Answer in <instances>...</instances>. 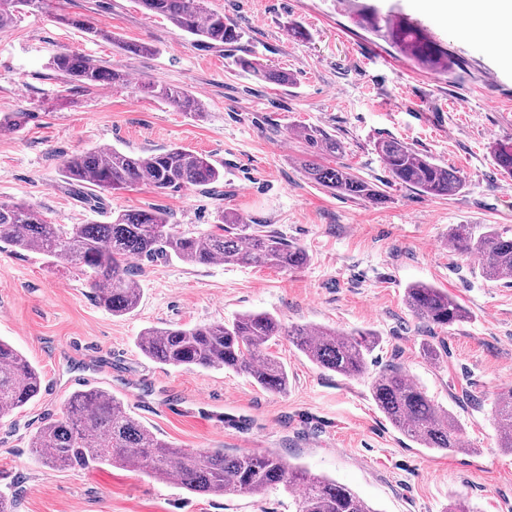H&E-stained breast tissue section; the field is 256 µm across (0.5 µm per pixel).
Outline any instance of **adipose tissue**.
Masks as SVG:
<instances>
[{"label": "adipose tissue", "instance_id": "adipose-tissue-1", "mask_svg": "<svg viewBox=\"0 0 512 512\" xmlns=\"http://www.w3.org/2000/svg\"><path fill=\"white\" fill-rule=\"evenodd\" d=\"M443 17L466 40L480 36L489 19L496 21L501 38L512 37V0H448Z\"/></svg>", "mask_w": 512, "mask_h": 512}]
</instances>
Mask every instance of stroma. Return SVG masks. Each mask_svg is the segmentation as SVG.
I'll return each mask as SVG.
<instances>
[{
    "label": "stroma",
    "mask_w": 512,
    "mask_h": 512,
    "mask_svg": "<svg viewBox=\"0 0 512 512\" xmlns=\"http://www.w3.org/2000/svg\"><path fill=\"white\" fill-rule=\"evenodd\" d=\"M410 17L455 57L446 78L415 68L389 45L354 27L346 0H208L236 23L234 46L204 47L136 0H49L0 30V116L23 112L20 130L0 135V201L26 202L55 224H106L117 211L158 208L195 233L217 231L222 211L265 224L302 247L295 272L231 263L188 265L132 259L141 301L115 316L85 276L36 252L0 249V339L40 372L41 391L0 420V494L14 512H295L277 488L198 496L174 482L102 464L88 470L38 462L31 434L60 416L77 391L122 400L158 438L178 448L273 451L349 486L374 512H444L453 497L477 512H512V452L498 444L491 416L512 386V279L488 280L477 259L455 254L448 236L470 224L512 232V176L499 171L496 142L512 143V51L491 39L463 40L439 8L418 0H373ZM66 14L108 39L57 22ZM307 37H289V24ZM149 43L131 55L123 44ZM126 72L124 86L62 90L48 67L60 49ZM251 55L292 81L255 79L233 64ZM184 88L201 99L196 118L140 92L141 81ZM301 126L346 146L339 162L384 186L385 203L332 193L301 168ZM396 138L457 169L453 196H427L391 178L375 146ZM180 145L224 168L216 188L162 194L140 184L85 204L61 173L64 156L116 148L141 154ZM443 288L467 309L463 322L432 328L404 304L406 288ZM381 338L367 374L347 379L313 365L287 338L271 350L288 371V391L262 390L229 369L165 365L136 339L148 328L203 325L245 312ZM440 347L432 361L424 344ZM396 366L463 428L466 451L422 447L376 406L374 376Z\"/></svg>",
    "instance_id": "1"
}]
</instances>
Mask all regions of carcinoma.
<instances>
[{
    "label": "carcinoma",
    "instance_id": "carcinoma-1",
    "mask_svg": "<svg viewBox=\"0 0 512 512\" xmlns=\"http://www.w3.org/2000/svg\"><path fill=\"white\" fill-rule=\"evenodd\" d=\"M207 0H137L149 14L165 16L176 30L207 45H232L240 40L238 27L211 10ZM44 0H0V29L12 26L25 9ZM352 24L383 39L420 69L449 76L456 62L448 50L402 14H383L375 7L355 4ZM241 71L278 85L291 82L288 73L257 65L238 56ZM49 68L61 84L86 90L125 84L126 74L102 61L66 50L56 52ZM143 92L167 101L183 112L202 113L201 100L174 86L143 82ZM304 144L301 166L306 177L333 192L374 204L386 200L384 191L343 165L323 162L345 152L344 143L316 127L300 132ZM384 167L397 183L430 196H453L463 187L458 171L435 163L405 143L384 139L376 146ZM498 167L512 176V144L494 148ZM68 183L88 185L99 193L125 190L146 183L160 192H179L209 186L224 178V171L209 157L180 146L149 154H130L113 148L89 150L62 160ZM220 232L193 234L176 229L157 208L112 213L108 224H53L45 213L25 202H0V243L60 259L88 279L99 303L115 316L134 310L140 300L129 260L135 257H175L193 265L218 260L246 266L297 271L308 254L279 233L251 224L237 213L221 215ZM454 252L478 258L483 274L492 280L512 276V235L491 229L475 233L472 225L458 224L449 236ZM405 304L414 316L437 328L467 318L459 301L441 288L413 285ZM297 347L317 367L345 378L368 370V359L379 344L369 331L340 333L327 327L283 324L266 312H249L230 322L192 328L170 327L143 333L140 350L148 357L176 367L231 368L251 376L261 388L274 393L288 389V372L269 352L280 337ZM41 389L37 369L8 342L0 340V419L7 417ZM371 394L391 423L411 440L430 449L462 451L463 433L447 411L435 405L424 389L393 367L377 374ZM494 420L500 447L512 451V388L497 395ZM29 448L44 465L89 469L115 464L146 472L156 478L173 476L179 485L198 495L237 493L263 495L279 485L295 488L296 512H374L347 486L315 476L285 461L272 451L229 454L222 448L188 450L158 438L135 419L116 398L98 390L77 391L68 399L60 418H50L34 432Z\"/></svg>",
    "mask_w": 512,
    "mask_h": 512
}]
</instances>
